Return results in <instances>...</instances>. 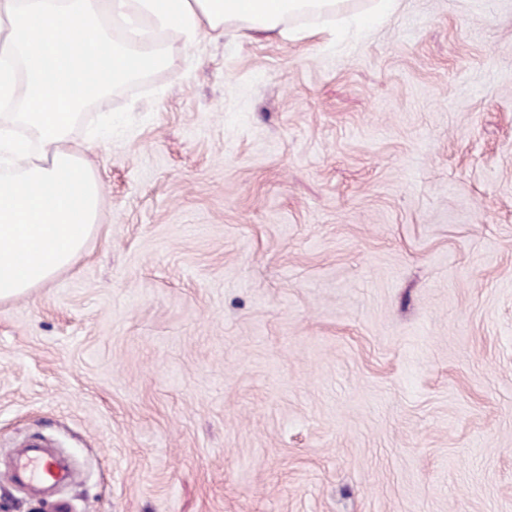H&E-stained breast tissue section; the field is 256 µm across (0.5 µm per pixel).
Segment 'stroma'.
<instances>
[{
  "mask_svg": "<svg viewBox=\"0 0 512 512\" xmlns=\"http://www.w3.org/2000/svg\"><path fill=\"white\" fill-rule=\"evenodd\" d=\"M78 259L0 302L5 476L71 512H512V0L201 37L82 112ZM24 476L30 483H45L54 479V472L51 461L43 457H24L20 459L15 467L13 476Z\"/></svg>",
  "mask_w": 512,
  "mask_h": 512,
  "instance_id": "obj_1",
  "label": "stroma"
}]
</instances>
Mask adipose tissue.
<instances>
[{
	"mask_svg": "<svg viewBox=\"0 0 512 512\" xmlns=\"http://www.w3.org/2000/svg\"><path fill=\"white\" fill-rule=\"evenodd\" d=\"M340 0H0V300L49 282L99 219L101 183L70 144L82 109L162 65L168 34L189 44L239 25L297 37Z\"/></svg>",
	"mask_w": 512,
	"mask_h": 512,
	"instance_id": "obj_1",
	"label": "adipose tissue"
}]
</instances>
